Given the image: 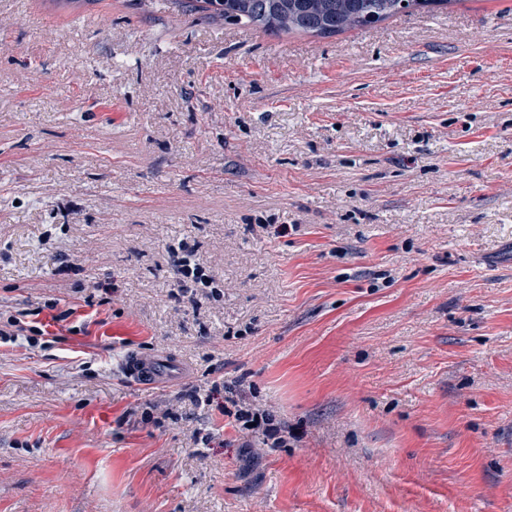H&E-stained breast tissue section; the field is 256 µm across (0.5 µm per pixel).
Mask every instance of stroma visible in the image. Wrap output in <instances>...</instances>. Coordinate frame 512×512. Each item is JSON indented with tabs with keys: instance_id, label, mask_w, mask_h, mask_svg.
Here are the masks:
<instances>
[{
	"instance_id": "1",
	"label": "stroma",
	"mask_w": 512,
	"mask_h": 512,
	"mask_svg": "<svg viewBox=\"0 0 512 512\" xmlns=\"http://www.w3.org/2000/svg\"><path fill=\"white\" fill-rule=\"evenodd\" d=\"M104 281L0 347V512H512V0L331 37L0 0V315ZM174 285L179 291H183L188 287V283L192 282L202 287H209L212 280L205 274L203 268L199 264H195L194 267L187 264V261L182 258L174 261ZM124 374L132 381L152 384L158 380L175 381L185 376L186 372L180 365L168 363L161 365L138 355L127 356L123 363Z\"/></svg>"
}]
</instances>
